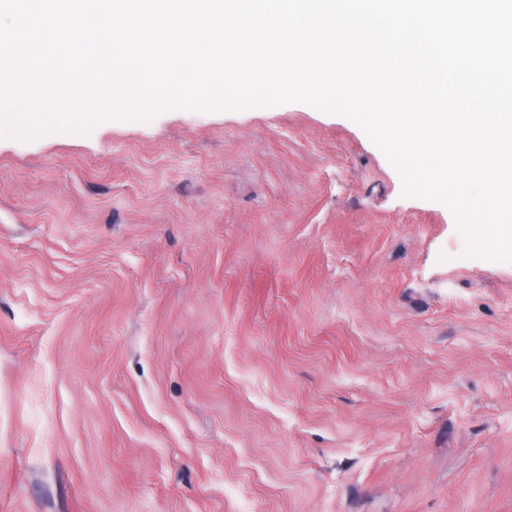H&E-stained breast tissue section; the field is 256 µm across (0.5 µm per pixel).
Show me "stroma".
I'll return each instance as SVG.
<instances>
[{
    "label": "stroma",
    "instance_id": "35a3bbf8",
    "mask_svg": "<svg viewBox=\"0 0 512 512\" xmlns=\"http://www.w3.org/2000/svg\"><path fill=\"white\" fill-rule=\"evenodd\" d=\"M349 119L0 136V512H512V263Z\"/></svg>",
    "mask_w": 512,
    "mask_h": 512
}]
</instances>
